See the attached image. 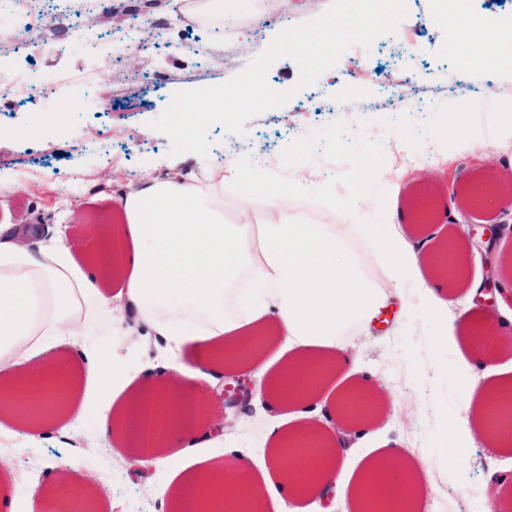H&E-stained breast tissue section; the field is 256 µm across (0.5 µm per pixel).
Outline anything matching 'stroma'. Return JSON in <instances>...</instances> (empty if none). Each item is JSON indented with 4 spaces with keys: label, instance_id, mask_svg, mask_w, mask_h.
<instances>
[{
    "label": "stroma",
    "instance_id": "35a3bbf8",
    "mask_svg": "<svg viewBox=\"0 0 512 512\" xmlns=\"http://www.w3.org/2000/svg\"><path fill=\"white\" fill-rule=\"evenodd\" d=\"M63 3L77 10L78 28L123 29L141 15L165 36L145 47L129 46L102 68L92 96L74 90L45 128L32 129L29 108L0 97V216L13 223L68 224L75 235H84L95 223L94 201L119 196L147 174L163 178L175 167L201 174L223 165L228 147L247 160L266 155L261 177L282 185H293L296 171H303L302 219L309 224L388 223L401 200L387 182L360 179L371 155H384L389 168L402 174L406 190L433 185L449 192L476 173L512 168V140L503 141L499 133L500 124L512 123L505 100L512 95V68L464 35L468 18L485 14L512 27V0H467L455 17L448 13V0H406L408 15L396 34L380 36L367 48L350 47L334 68L303 89L297 86V63L280 58L266 79L274 90H293L286 104L249 119L242 135L213 124L206 154L177 156L169 138L153 127L174 93L227 82L259 55L261 44L271 43L286 26L319 17L332 0H230L234 24L219 32L206 22L174 23L170 0H109L103 12L80 10L79 0H45L51 12ZM76 30L59 32L54 46L34 57L0 53V78L31 67L45 76L85 68L87 58L72 46ZM173 43L178 51H170ZM397 96L404 97V108L381 112V105ZM463 97L469 124L479 126L491 144V161L446 144L459 126ZM334 100L344 103L343 118L328 113ZM106 132L112 136L107 153L80 151V144H96ZM17 173L22 180L16 184ZM448 213L438 223L416 225L411 243L433 252L449 230L467 234L485 224L512 225V206L502 203L470 213L452 202ZM497 280L490 313L505 325L489 339L492 354L478 372L483 388L512 382V273L498 271ZM387 313L382 330L360 329L349 337L359 354L358 376L377 385L373 407L385 420L374 429L346 431V474H358L382 449L399 448L408 461L428 470L415 489V512H437L441 495L454 512H512V447H501L484 432L473 433L461 447L450 433L463 406L455 341H440L441 323L427 312L412 283H403ZM112 339L133 367L167 355L165 341L124 306L113 309ZM201 389L207 415L224 422L223 435L208 437L186 457L151 458L150 469L138 476L131 471L135 448L99 430L108 395L81 389L82 409L71 417L67 433L34 440L13 436L4 458L16 479L14 512H35L28 490L36 483L45 490L36 512H63L70 503L78 512H128L133 502L142 512H173L161 491L176 488L185 474L207 465L235 474L243 461H261L269 448L271 412L259 405L252 415H240L225 406L217 388L205 382ZM85 446L96 449L99 472L72 500H63L54 489L69 482L77 451Z\"/></svg>",
    "mask_w": 512,
    "mask_h": 512
}]
</instances>
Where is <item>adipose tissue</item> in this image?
<instances>
[{"label": "adipose tissue", "mask_w": 512, "mask_h": 512, "mask_svg": "<svg viewBox=\"0 0 512 512\" xmlns=\"http://www.w3.org/2000/svg\"><path fill=\"white\" fill-rule=\"evenodd\" d=\"M246 169V162L233 161L210 170L203 184L189 174L146 179L118 197L124 223L96 228L79 248L68 225L0 221V434L21 430L33 439L65 431L76 385L104 389L112 375L133 393L102 411L99 427L134 441L146 401L164 400L173 389L189 399L199 379L216 384L226 374L245 373L258 382L259 402L289 409L297 423H274L268 460L243 464L233 478L221 480L212 469L193 472L175 491L178 508L191 501L220 506L246 488L296 500L332 491L345 512H365L372 483L413 504L401 449H384L354 484L340 485L341 438L305 422L328 423L337 414L332 380L357 365L344 336L367 324L390 297L367 276L350 237L371 242L379 261L396 270V282L413 281L434 308L448 304L453 286L463 281L441 264L442 253L460 252L461 238L449 235L441 252L422 255L406 247L401 224L353 230L304 224L287 191L271 181L260 184L259 214L226 223L224 184L240 181ZM117 302L165 337L175 361L122 369L113 364L110 343L86 341L92 319L111 316ZM271 350L283 359L279 368L266 357ZM488 355L470 339L457 353L465 405L480 411L512 393L508 383L480 389L477 370ZM31 399L59 407L48 415L24 413Z\"/></svg>", "instance_id": "adipose-tissue-1"}]
</instances>
